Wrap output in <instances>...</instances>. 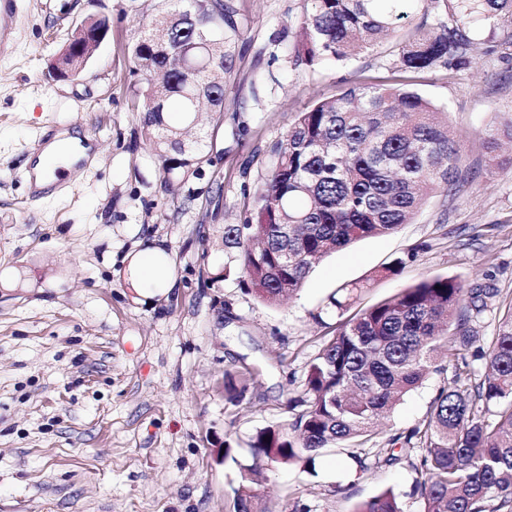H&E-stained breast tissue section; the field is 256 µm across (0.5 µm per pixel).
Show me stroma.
I'll return each mask as SVG.
<instances>
[{
  "label": "stroma",
  "instance_id": "obj_1",
  "mask_svg": "<svg viewBox=\"0 0 512 512\" xmlns=\"http://www.w3.org/2000/svg\"><path fill=\"white\" fill-rule=\"evenodd\" d=\"M238 33L223 112L204 119L210 149L173 182L131 101L130 48L173 0H20L0 49V512H228L235 464L256 429L292 422L291 399L342 318L330 304L359 282L354 310L426 276L512 294V169L493 166L486 128L512 118V46L419 79L445 108L468 180L436 195L397 232L323 259L292 299L271 306L244 288L223 228L243 221L296 112L358 75L394 62L392 42L351 65L295 66L307 0H234ZM110 19L94 55L65 80L49 72L76 24ZM99 152L64 192L34 198L27 162L55 133ZM158 245L171 291L132 288L133 256ZM398 273H388L394 260ZM251 374L237 405L226 374ZM454 369L430 372L363 447L323 450L312 470L279 465L253 490L261 512H354L391 487L404 512H424L408 460L390 464L389 436L427 416Z\"/></svg>",
  "mask_w": 512,
  "mask_h": 512
}]
</instances>
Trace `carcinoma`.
Masks as SVG:
<instances>
[{"label": "carcinoma", "instance_id": "1", "mask_svg": "<svg viewBox=\"0 0 512 512\" xmlns=\"http://www.w3.org/2000/svg\"><path fill=\"white\" fill-rule=\"evenodd\" d=\"M294 46L296 63L349 61L395 32L408 16L403 0H308ZM421 21L396 41L397 59L385 75H359L333 97L296 113L275 162L254 197L250 216L224 225V246L238 250L246 288L275 305L298 292L314 264L355 241L396 232L414 221L428 199L449 194L467 180L459 166L448 113L411 87L441 68L453 73L471 65L478 46L512 43V0H411ZM445 17L427 24L433 11ZM236 10L230 4L208 13L173 9L163 36L140 35L132 45L140 87L133 106L155 140L162 171L175 177L200 161L204 137L181 139L200 101L224 108L234 71ZM176 106L179 124L166 114ZM512 141V118L483 136L491 159L501 141ZM499 311L487 349H474L468 325L488 310ZM455 361L470 350L484 372L470 383L454 375L434 398L427 422L395 447L422 449L415 489L424 512H512V297L451 277L420 280L395 296L342 322L308 365L304 406L291 423L257 429L246 442L252 463L225 446L224 461L239 474L229 512H258L252 484L263 467L309 468L324 448L363 445L379 432V418L422 383L436 353ZM246 381L225 386L226 400L240 403ZM355 512H403L391 489L360 503Z\"/></svg>", "mask_w": 512, "mask_h": 512}]
</instances>
